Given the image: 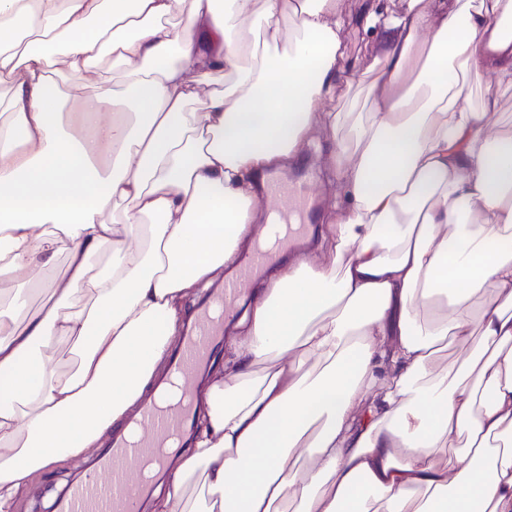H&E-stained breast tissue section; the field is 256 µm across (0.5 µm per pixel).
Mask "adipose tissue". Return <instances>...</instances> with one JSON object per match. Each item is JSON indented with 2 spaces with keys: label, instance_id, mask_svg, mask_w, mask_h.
I'll list each match as a JSON object with an SVG mask.
<instances>
[{
  "label": "adipose tissue",
  "instance_id": "1",
  "mask_svg": "<svg viewBox=\"0 0 512 512\" xmlns=\"http://www.w3.org/2000/svg\"><path fill=\"white\" fill-rule=\"evenodd\" d=\"M360 22L371 109L337 112L342 0H0V279L68 259L38 311L0 305V512L44 470L90 471L158 394L186 300L253 249L266 174L317 131L323 244L227 321L150 512H512V139L494 99L464 103L512 87V0H376ZM107 59L125 98L62 134L68 78ZM54 339L75 370L47 364ZM490 95L496 96L498 103L494 113L489 116V125L494 127L500 136H512V89L482 85L479 89L473 90L470 107L478 110L481 100ZM308 145L301 149L295 159L288 161L285 168L273 171L271 174L288 175V173H292L302 166H306L317 173L325 205L319 209L314 224H318L317 229L322 226L323 234L327 226V224H324L326 223L323 219L324 213L336 204V181L333 177L334 160L330 152V146L324 138Z\"/></svg>",
  "mask_w": 512,
  "mask_h": 512
}]
</instances>
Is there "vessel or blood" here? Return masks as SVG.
Instances as JSON below:
<instances>
[{"label": "vessel or blood", "instance_id": "1", "mask_svg": "<svg viewBox=\"0 0 512 512\" xmlns=\"http://www.w3.org/2000/svg\"><path fill=\"white\" fill-rule=\"evenodd\" d=\"M260 202L272 215L265 236L238 261L234 275L225 280L221 292L204 305L197 319L181 328L182 344L168 368V387L174 398L148 399L126 430L108 434L106 457L83 481L70 487L66 512H140L152 472L163 467L168 449L184 446L194 425L195 373L211 364L224 335L225 319L274 251L303 248L321 205L313 180L279 176L269 179Z\"/></svg>", "mask_w": 512, "mask_h": 512}]
</instances>
